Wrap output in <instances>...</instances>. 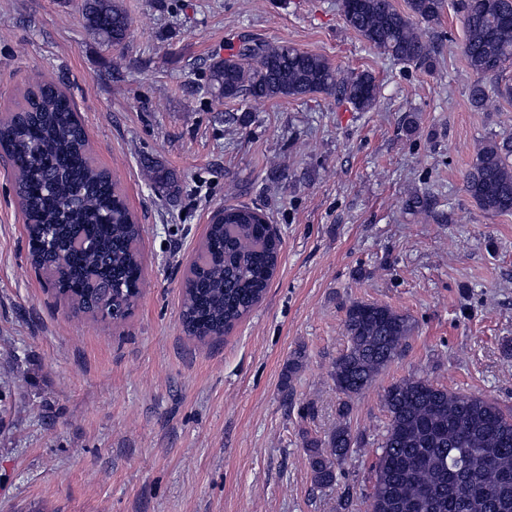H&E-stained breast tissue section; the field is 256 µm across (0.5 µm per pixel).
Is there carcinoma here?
<instances>
[{
    "instance_id": "carcinoma-1",
    "label": "carcinoma",
    "mask_w": 512,
    "mask_h": 512,
    "mask_svg": "<svg viewBox=\"0 0 512 512\" xmlns=\"http://www.w3.org/2000/svg\"><path fill=\"white\" fill-rule=\"evenodd\" d=\"M445 0H342L345 25L370 46L415 66L431 65L432 48L418 24L437 22ZM464 24L462 53L475 76L472 107L489 111L510 97L497 80L512 64V0H458ZM88 27L121 44L127 16L112 0H84ZM210 90L226 100L245 96L296 99L336 94L370 111L378 86L370 73L343 77L318 54L286 43L254 41L215 62ZM86 132L70 98L41 81L25 104L0 119V147L17 168L15 190L25 216L28 246L57 297L93 318L124 321L143 279L138 243L142 228L110 174L95 166ZM512 136L489 140L465 176L479 208L512 213ZM66 254V266L55 265ZM281 240L264 213L224 207L211 218L184 283L182 321L201 340L228 333L263 299L277 270ZM349 345L331 377L350 399L401 354L413 331L410 318L386 305L354 302L347 309ZM387 426L377 439L369 512H512V412L475 394L409 377L384 390ZM361 431L338 425L325 440L304 442L312 481L338 482L339 467L364 446Z\"/></svg>"
}]
</instances>
